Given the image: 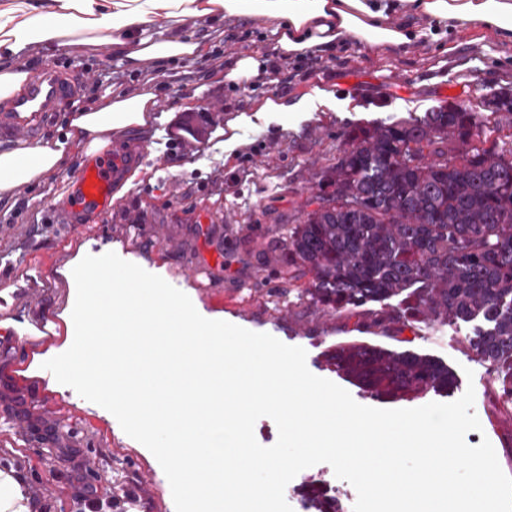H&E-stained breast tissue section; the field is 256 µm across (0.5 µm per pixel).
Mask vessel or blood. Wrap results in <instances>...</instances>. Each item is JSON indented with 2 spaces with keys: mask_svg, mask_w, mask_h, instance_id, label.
<instances>
[{
  "mask_svg": "<svg viewBox=\"0 0 512 512\" xmlns=\"http://www.w3.org/2000/svg\"><path fill=\"white\" fill-rule=\"evenodd\" d=\"M64 98L65 92L54 73H45L33 81L26 94L13 105L15 117L8 130L9 135L34 138L35 122L54 111ZM121 170V165L113 164L106 157L80 167L75 175L78 191L69 206L68 215L62 216V223L76 224L86 212L108 210L111 206L112 186Z\"/></svg>",
  "mask_w": 512,
  "mask_h": 512,
  "instance_id": "1",
  "label": "vessel or blood"
}]
</instances>
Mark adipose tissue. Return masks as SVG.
Segmentation results:
<instances>
[{
    "label": "adipose tissue",
    "mask_w": 512,
    "mask_h": 512,
    "mask_svg": "<svg viewBox=\"0 0 512 512\" xmlns=\"http://www.w3.org/2000/svg\"><path fill=\"white\" fill-rule=\"evenodd\" d=\"M228 18L264 20L285 57L324 53L346 41L369 48L438 42L456 29L512 44V0H0V106L30 81L21 57L82 46L109 51L129 71L147 61H192ZM154 99L149 89L108 86L97 105L74 104L64 140L0 150V201L19 186L48 180L69 152L103 153L117 131L146 126Z\"/></svg>",
    "instance_id": "1"
}]
</instances>
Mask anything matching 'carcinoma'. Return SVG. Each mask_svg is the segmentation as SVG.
Listing matches in <instances>:
<instances>
[{
	"label": "carcinoma",
	"mask_w": 512,
	"mask_h": 512,
	"mask_svg": "<svg viewBox=\"0 0 512 512\" xmlns=\"http://www.w3.org/2000/svg\"><path fill=\"white\" fill-rule=\"evenodd\" d=\"M493 128L477 112L441 107L406 122L344 133L336 163L313 175L301 221L282 236L292 285L324 313L356 314L402 297L361 323L395 336L423 323L479 320L471 350L512 404V147L471 144ZM327 363L363 392L415 400L455 386L448 366L411 353L338 342ZM311 512H338L310 488Z\"/></svg>",
	"instance_id": "obj_1"
}]
</instances>
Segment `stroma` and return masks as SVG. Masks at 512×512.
<instances>
[{"label":"stroma","instance_id":"obj_1","mask_svg":"<svg viewBox=\"0 0 512 512\" xmlns=\"http://www.w3.org/2000/svg\"><path fill=\"white\" fill-rule=\"evenodd\" d=\"M274 42L256 21H230L214 34L194 63H145L125 71L107 51L77 50L19 63L42 74L81 72L73 100L96 103L103 87L156 95L149 126L112 136V154L130 168L115 190L112 208L88 212L81 229L58 223L85 161L72 152L64 168L41 185L19 188L0 201V416L16 425L0 428V512H73L81 484L113 499L112 512H176L170 484L144 445L117 419L60 384L45 361L68 341L60 314L68 304L65 265L76 255L108 250L186 293L205 318L267 333L307 352L316 376L336 380L321 362L326 347L346 340L410 350L441 360L454 373L448 401L474 387L473 411L481 431L469 445L492 443L499 465L512 476V410L503 408L486 363L469 348L470 322L451 321L404 331L394 338L360 330L355 319L328 317L307 297L289 293L275 311L266 291L273 273L288 262L277 242L297 224L310 197V177L335 163L343 134L372 121H402L439 106L466 105L499 125L512 140V115H493L499 92L512 94V47L468 32H452L443 46L418 40L402 49L372 50L348 42L318 62L288 58L278 79L233 86L224 71L235 56H270ZM277 97L291 112H258L256 102ZM250 121L230 122L240 112ZM41 269L26 281L27 265ZM52 335H45L44 327Z\"/></svg>","mask_w":512,"mask_h":512}]
</instances>
